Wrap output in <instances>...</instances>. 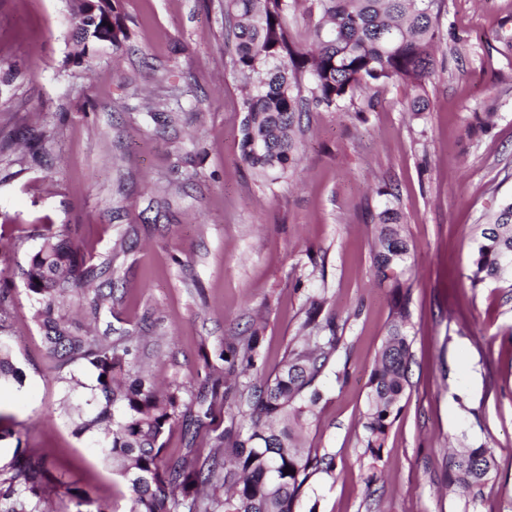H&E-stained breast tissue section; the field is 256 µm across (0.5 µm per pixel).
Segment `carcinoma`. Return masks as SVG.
I'll use <instances>...</instances> for the list:
<instances>
[{
	"instance_id": "carcinoma-1",
	"label": "carcinoma",
	"mask_w": 512,
	"mask_h": 512,
	"mask_svg": "<svg viewBox=\"0 0 512 512\" xmlns=\"http://www.w3.org/2000/svg\"><path fill=\"white\" fill-rule=\"evenodd\" d=\"M296 2L224 0V20L234 36L231 65L245 88L241 158L270 181L293 170L299 150L293 127L309 106L337 111L356 94L393 79L413 91L424 89L441 40V0H314L318 19L304 42L293 39L288 29ZM104 22L99 12L68 18L70 31L81 42L94 37ZM128 38L120 18L113 16L112 48L120 49ZM374 223L375 279L400 292V266L409 251L400 234L403 215L386 207ZM84 264L77 247L49 232L42 235L25 271L26 287L38 303L35 318L55 369L69 374L74 389L84 386L73 375L76 367L95 379L77 430L100 435L98 453L129 482L130 512H297L310 475L333 466L327 454L302 446L303 432L316 419L322 398L319 382L340 342L336 317L319 320L326 298H312L306 321L318 335L290 348L274 377L250 389L248 431L221 432L202 459L195 445L212 417L222 373L211 367L210 394L200 395L193 407L180 389H162L149 372L136 368L140 346L134 337L79 334L56 314V304L78 286L71 274ZM468 279L474 291L494 284L512 299V199L500 202L492 221L480 229ZM11 299V289L0 288V382L20 385L24 372L13 362L6 336ZM408 319L400 294L368 380L364 454L373 460L380 458L410 386ZM260 341L255 331L220 352L228 373L254 366ZM176 425L187 448L184 455L168 458L164 437ZM288 467L292 473L286 475ZM494 468L491 449L458 448L449 454L448 487L473 497ZM57 485L63 482L52 477L47 463L18 444L11 460L0 466V512H49L48 494ZM65 494L75 512H105L83 488L67 485Z\"/></svg>"
}]
</instances>
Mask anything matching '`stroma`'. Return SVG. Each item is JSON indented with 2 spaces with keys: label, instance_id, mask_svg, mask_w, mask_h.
<instances>
[{
  "label": "stroma",
  "instance_id": "35a3bbf8",
  "mask_svg": "<svg viewBox=\"0 0 512 512\" xmlns=\"http://www.w3.org/2000/svg\"><path fill=\"white\" fill-rule=\"evenodd\" d=\"M114 6L129 39L87 67L71 61L67 0H0V286L12 290L10 343L25 372L22 386H0V465L16 445L34 449L108 512H129L127 481L95 434L75 431L81 394H65L25 286L49 226L87 264L111 263L116 283L98 320L85 281L59 314L144 337L143 364L185 400L225 345L259 331L256 367L231 380L200 454L213 429L246 428L241 393L274 376L321 294L342 342L304 445L335 468L309 479L300 512H512V302L467 279L479 225L512 197V0H444L426 112H410L397 81L373 104L311 111L299 164L273 182L241 158L224 0ZM388 205L411 244V386L372 470L363 413L394 292L376 281L370 246ZM463 445L496 462L469 499L447 488Z\"/></svg>",
  "mask_w": 512,
  "mask_h": 512
}]
</instances>
